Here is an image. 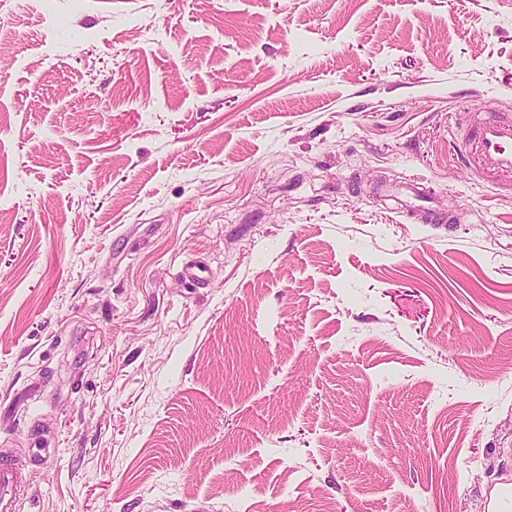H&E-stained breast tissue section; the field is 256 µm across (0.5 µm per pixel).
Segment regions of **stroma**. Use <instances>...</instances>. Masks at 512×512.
<instances>
[{"label": "stroma", "instance_id": "1", "mask_svg": "<svg viewBox=\"0 0 512 512\" xmlns=\"http://www.w3.org/2000/svg\"><path fill=\"white\" fill-rule=\"evenodd\" d=\"M467 107L512 110V0H0L19 512H487L512 193ZM409 175L447 223L372 196Z\"/></svg>", "mask_w": 512, "mask_h": 512}]
</instances>
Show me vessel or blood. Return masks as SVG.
Instances as JSON below:
<instances>
[{
	"mask_svg": "<svg viewBox=\"0 0 512 512\" xmlns=\"http://www.w3.org/2000/svg\"><path fill=\"white\" fill-rule=\"evenodd\" d=\"M462 164L472 174H479L493 186L512 188V114L473 111L469 114L466 134L460 144ZM390 212L422 224H439L444 212L434 206V196L424 180L411 176L398 186L380 191ZM19 476L13 465L0 460V512H16Z\"/></svg>",
	"mask_w": 512,
	"mask_h": 512,
	"instance_id": "vessel-or-blood-1",
	"label": "vessel or blood"
}]
</instances>
